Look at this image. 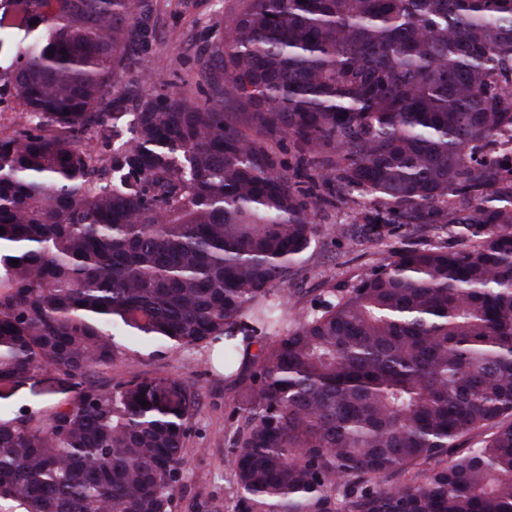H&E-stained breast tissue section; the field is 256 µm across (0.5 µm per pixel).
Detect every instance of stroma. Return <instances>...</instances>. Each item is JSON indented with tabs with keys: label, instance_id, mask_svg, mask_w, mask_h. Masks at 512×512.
<instances>
[{
	"label": "stroma",
	"instance_id": "stroma-1",
	"mask_svg": "<svg viewBox=\"0 0 512 512\" xmlns=\"http://www.w3.org/2000/svg\"><path fill=\"white\" fill-rule=\"evenodd\" d=\"M151 3L157 21L143 55L147 69L161 84L176 85L200 101L210 98L215 75L210 50L231 27L239 0ZM360 210V205L352 203L318 215L315 238L289 283L293 311L304 309L326 288L354 279L394 251L435 240L428 229L410 224L384 243L357 245ZM115 343L118 358L96 368L90 383L109 389L126 381L131 373L140 372L165 386L173 382L188 386L198 395L185 443V479L177 493L179 512H197L203 501L214 504L217 512H233L235 487L225 450L241 423L236 405L248 364H240L237 373L230 376L215 360L214 343L166 349L132 329L116 337ZM73 395L70 382L47 371L23 379L0 404L47 411L67 403Z\"/></svg>",
	"mask_w": 512,
	"mask_h": 512
}]
</instances>
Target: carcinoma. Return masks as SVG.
Listing matches in <instances>:
<instances>
[{
  "label": "carcinoma",
  "mask_w": 512,
  "mask_h": 512,
  "mask_svg": "<svg viewBox=\"0 0 512 512\" xmlns=\"http://www.w3.org/2000/svg\"><path fill=\"white\" fill-rule=\"evenodd\" d=\"M139 2L0 12V50L29 39L0 71L22 105L0 132V386L77 387L0 410V512H177L195 395L86 383L125 328L222 336L229 373L235 336L258 340L235 512H512V0H240L213 102L148 89L127 112ZM354 194L368 241L470 244L403 249L288 318L317 214ZM5 395L11 396L0 399L3 408L26 405L32 410L48 411L67 403L73 397L74 389L70 382L62 380L52 371H47L23 379L15 389L0 388V396Z\"/></svg>",
  "instance_id": "obj_1"
}]
</instances>
